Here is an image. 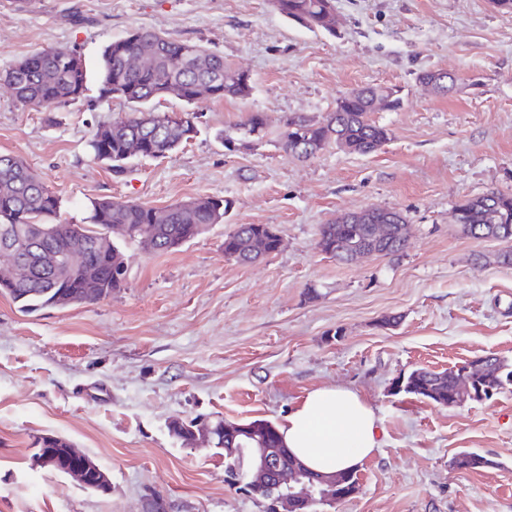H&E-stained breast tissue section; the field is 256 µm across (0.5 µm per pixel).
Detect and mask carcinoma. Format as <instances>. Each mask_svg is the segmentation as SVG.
I'll list each match as a JSON object with an SVG mask.
<instances>
[{"mask_svg": "<svg viewBox=\"0 0 512 512\" xmlns=\"http://www.w3.org/2000/svg\"><path fill=\"white\" fill-rule=\"evenodd\" d=\"M276 10L311 31H335V0H272ZM131 39L108 42L102 49L96 81L98 99L119 100L133 107V112L97 124L89 142L93 158L116 173L124 172L132 156L129 145L145 140L148 149L143 158L160 159L178 150L197 134L194 112H160L157 105L170 97L168 90L179 87V100L194 105L205 99L247 98L252 80L240 71L224 65V57L209 52L191 41L171 40L161 33L144 29L127 32ZM147 46L152 64L142 70L126 68L129 53ZM77 52L47 48L15 62L0 73V81L17 102L53 112L86 96L89 75L85 64L73 66ZM400 98L387 99L385 87L368 86L352 89L336 100V108L321 122L301 114H292L279 134L281 148L298 159H310L334 145L349 153L369 154L390 137V130L373 120L372 114L391 111ZM264 116L251 114L235 130L246 136L261 133ZM229 208L221 198L202 197L190 203L180 202L165 207L166 218L154 220L155 208L132 201L103 198L91 202L88 215L81 224H66L58 217L61 199L46 185L44 178L22 158L0 155V229L17 241L28 242L32 236H43L38 248L21 253L26 268L16 283L0 291L9 295L25 311L46 307H71L87 302L81 288L80 270L64 264L69 249L88 254L100 266V298H106L125 286L127 262L125 254L108 239L105 230L142 244L149 239L155 251L165 252L207 232L218 223ZM456 223L476 240L494 239L512 243V194L489 190L461 200L453 210ZM389 225L385 242L373 244L362 234L363 225L337 218L319 229L317 245L322 252L344 263L350 258L336 252L341 243L351 251L370 248L379 254L395 255L408 244L405 218L388 210L379 215ZM266 224H237L224 237V252L236 254L238 263L256 259L255 241L267 235ZM472 375L478 382L488 381L497 392L512 389V364L494 356H483L472 362ZM451 370L436 372L417 368L405 376L403 393L445 406L448 392L454 387ZM225 420L211 424L218 430L215 447L225 449L224 463L235 461L232 449L247 448L260 440L275 456L292 465L298 461L284 448L277 426L266 419L240 423L232 434L224 432Z\"/></svg>", "mask_w": 512, "mask_h": 512, "instance_id": "obj_1", "label": "carcinoma"}]
</instances>
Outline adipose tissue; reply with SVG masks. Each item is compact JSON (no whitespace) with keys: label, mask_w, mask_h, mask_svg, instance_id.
<instances>
[{"label":"adipose tissue","mask_w":512,"mask_h":512,"mask_svg":"<svg viewBox=\"0 0 512 512\" xmlns=\"http://www.w3.org/2000/svg\"><path fill=\"white\" fill-rule=\"evenodd\" d=\"M278 430L283 446L307 468L326 473L356 469L378 446L373 409L343 387L311 390Z\"/></svg>","instance_id":"adipose-tissue-1"}]
</instances>
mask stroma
<instances>
[{
  "mask_svg": "<svg viewBox=\"0 0 512 512\" xmlns=\"http://www.w3.org/2000/svg\"><path fill=\"white\" fill-rule=\"evenodd\" d=\"M147 28L198 42L249 73L246 99L199 102L198 132L123 174L93 160L97 123L127 113L97 91L43 112L0 85V153L21 157L79 222L92 201L154 208L229 202L223 223L168 252L120 248L126 284L79 306L23 311L0 294V512H263L224 481V451L185 445L172 419L280 423L309 391L357 392L379 420L359 490L331 512H512V391L441 407L396 394V378L496 355L512 363V266L504 243L452 221L462 199L512 192V13L490 0H336V32H313L271 0H0V72L44 48L78 51L96 72L105 43ZM424 70L458 78L446 96ZM391 86L375 119L380 150L330 146L301 161L278 134L289 113L321 120L352 88ZM262 113V138L227 152L221 131ZM399 211L406 251L344 264L316 246L336 216ZM238 224H268L279 251L225 259ZM396 316L398 326L385 325ZM65 437L105 473L107 491L41 468L38 437ZM490 460L456 468L461 452Z\"/></svg>",
  "mask_w": 512,
  "mask_h": 512,
  "instance_id": "1",
  "label": "stroma"
}]
</instances>
